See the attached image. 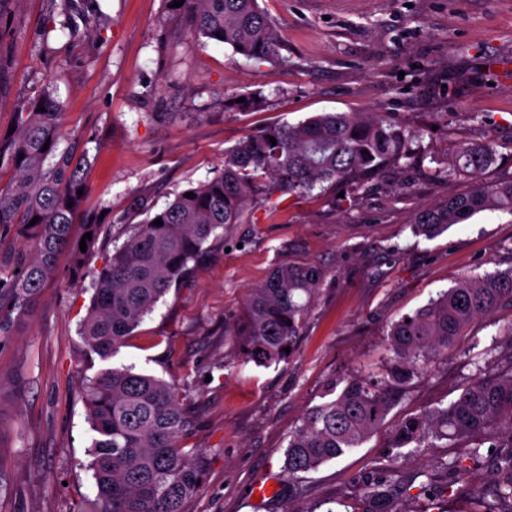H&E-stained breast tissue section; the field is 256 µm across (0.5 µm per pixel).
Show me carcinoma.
Segmentation results:
<instances>
[{
  "label": "carcinoma",
  "mask_w": 512,
  "mask_h": 512,
  "mask_svg": "<svg viewBox=\"0 0 512 512\" xmlns=\"http://www.w3.org/2000/svg\"><path fill=\"white\" fill-rule=\"evenodd\" d=\"M193 35L230 46L256 60L280 58L274 25L258 0H184ZM45 111H39V108ZM61 105L44 93L17 104L15 130L0 132V228L8 227L17 246L0 249V336L35 309L60 257L69 261L72 280L82 282L97 248L102 224L84 209L88 191V151L76 133L63 131ZM275 138L273 145L270 138ZM411 135L378 112H324L295 124L282 123L244 136L224 153V168L210 180L186 188L162 209L140 200L145 219L130 224L127 237L94 274L90 306L79 328L83 360L108 361L171 291L182 286L209 256L207 242L233 224L251 221L250 206L274 190L304 197L344 186L354 195L409 158ZM48 149H43L44 144ZM499 144L466 143L431 170L452 181L475 179L465 195H450L415 213L412 230L431 238L482 211L512 214V176L484 181ZM191 192L193 198L185 197ZM35 224H30L33 218ZM161 219L162 225L154 224ZM86 251L79 243L85 233ZM325 276L314 264H282L251 289L246 319L237 331L246 360L270 366L287 357L301 335L308 308ZM512 307V268L463 276L414 314L389 325L390 353L385 374L372 379L350 374L342 388L309 410L289 435L282 472L299 474L332 463L363 447L385 425L432 359L448 352L461 333L495 309ZM504 354L476 365L475 378L449 405L423 409L392 426L395 460L419 448L458 444L452 468L464 476L467 460L481 457L492 436L507 442L498 457L500 476L493 495L512 512V328ZM92 432L86 448L97 490L98 512H185L200 489L204 457L184 450L193 427L176 389L162 377L134 365L109 366L86 379L81 391ZM367 512H410L382 477L364 491Z\"/></svg>",
  "instance_id": "obj_1"
}]
</instances>
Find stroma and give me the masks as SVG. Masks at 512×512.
Returning a JSON list of instances; mask_svg holds the SVG:
<instances>
[{
  "mask_svg": "<svg viewBox=\"0 0 512 512\" xmlns=\"http://www.w3.org/2000/svg\"><path fill=\"white\" fill-rule=\"evenodd\" d=\"M173 0H0L6 80L0 130L21 100L50 92L65 132L89 152L88 211L102 214L101 268L138 222L146 197L163 208L175 194L220 173L224 152L246 134L319 112H379L414 131L413 157L342 204L275 193L251 221L225 231L210 261L171 290L116 354L171 383L194 428L185 448L205 459V478L186 512H362L366 484L392 466L389 431L304 474L258 503L249 489L280 474L290 433L332 383L381 376L388 324L413 314L464 275L512 267V215L482 212L434 238L414 235L420 208L467 192L464 175L429 178L432 159L459 144L495 139L500 157L483 177L512 174V81L494 62L512 54V0H259L273 20L282 61L249 59L193 40L190 16ZM259 106H251V99ZM326 272L301 336L285 362H248L235 331L249 291L280 264ZM91 280L72 283L59 260L34 313L0 340V512H93L89 429L78 362V325ZM512 308L479 321L453 351L430 362L390 420L453 401L471 381ZM498 439L469 461V479L446 462L458 450L422 448L403 462L415 474L396 485L412 512H470L475 488L494 512Z\"/></svg>",
  "mask_w": 512,
  "mask_h": 512,
  "instance_id": "stroma-1",
  "label": "stroma"
}]
</instances>
